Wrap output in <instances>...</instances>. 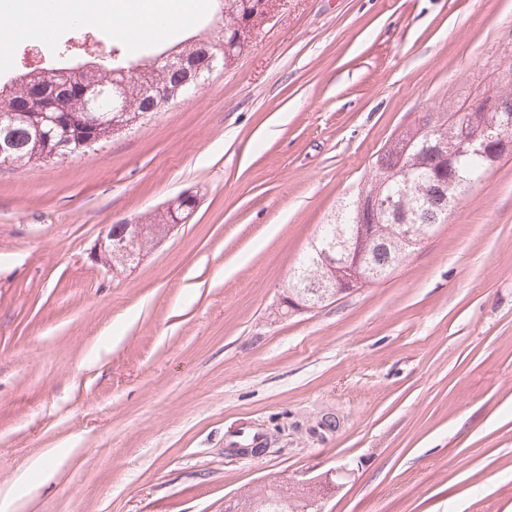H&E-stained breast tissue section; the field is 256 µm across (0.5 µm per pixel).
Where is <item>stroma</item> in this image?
Segmentation results:
<instances>
[{"label": "stroma", "instance_id": "35a3bbf8", "mask_svg": "<svg viewBox=\"0 0 512 512\" xmlns=\"http://www.w3.org/2000/svg\"><path fill=\"white\" fill-rule=\"evenodd\" d=\"M97 3L68 9L141 56ZM181 6L156 50L204 29L210 0ZM43 28L0 35L1 80L77 35ZM511 72L512 0H273L192 98L0 171V512H224L342 466L326 512H512V155L386 278L277 312L384 143ZM191 191L188 224L103 275V224ZM243 431L258 457L225 454Z\"/></svg>", "mask_w": 512, "mask_h": 512}]
</instances>
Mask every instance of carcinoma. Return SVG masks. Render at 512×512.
<instances>
[{"instance_id":"1","label":"carcinoma","mask_w":512,"mask_h":512,"mask_svg":"<svg viewBox=\"0 0 512 512\" xmlns=\"http://www.w3.org/2000/svg\"><path fill=\"white\" fill-rule=\"evenodd\" d=\"M218 12L224 13V32L235 34L240 22L246 18L247 6L243 0H214ZM207 40L196 34L175 44L179 52L192 59L197 56ZM97 66L90 69V79L98 78V72L110 71L116 77L123 72L135 70L140 63L119 55L115 58L93 56ZM155 78L164 85L176 86L183 82L184 75L179 70L157 69ZM42 80L38 76H28L24 71L10 83H0V112L13 114V121L1 126L0 141L10 139L13 149L9 152V168L19 169L31 163L48 159L49 149L61 138L67 136L79 145L86 141L93 143L112 137V131L105 127H93L80 105L77 90L65 88L69 93V108L65 121L56 126L51 138L47 139L38 131L39 118L27 112L31 96L38 90ZM498 100L500 114L512 115V78L507 85L494 91ZM467 111L468 135L480 139L484 134L486 115L481 112L480 99L471 101L455 100L448 103V111L435 117L425 115L421 123L407 126L389 140L375 160L367 179L344 203L343 218L339 223L323 225L321 237L330 241L342 232L348 239L357 234L360 224L378 225V239L385 245L383 251H373L367 255V261L373 269L387 276L392 271L396 256H404L410 251L402 237L403 224H417L424 228L433 227L442 222L448 213L445 208L465 195L480 177L493 168L503 158L501 154H492L483 159L460 155V140L456 116ZM429 126L436 128L437 135L431 139L423 130ZM458 156L454 169L443 171L441 162L449 156ZM378 198L390 201L393 206L384 216L376 219L367 217L360 211V197ZM149 241L140 240L126 251L112 253V272L122 273L136 267L142 260ZM340 254L333 250L321 256L310 249L305 261L288 280V290L304 289L313 281L327 277L338 279L343 275ZM298 492H290L278 483L265 487L255 497H246L245 501L257 499L260 502L257 512H295L299 508L295 498Z\"/></svg>"}]
</instances>
